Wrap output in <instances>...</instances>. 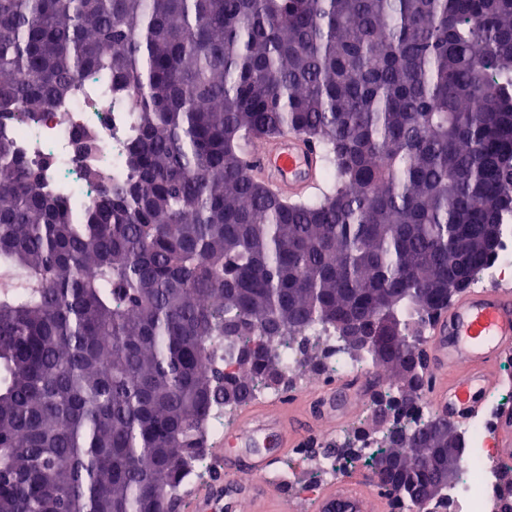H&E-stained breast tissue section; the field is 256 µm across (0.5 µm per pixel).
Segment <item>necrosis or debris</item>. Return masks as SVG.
Returning a JSON list of instances; mask_svg holds the SVG:
<instances>
[{"label": "necrosis or debris", "mask_w": 512, "mask_h": 512, "mask_svg": "<svg viewBox=\"0 0 512 512\" xmlns=\"http://www.w3.org/2000/svg\"><path fill=\"white\" fill-rule=\"evenodd\" d=\"M138 108V100L130 99L122 111H115L110 98L99 91L95 76L88 75L75 84L57 111L33 123L1 125L0 137L11 140L21 155L43 163L46 182L54 192L88 200L96 188L77 158L78 134L96 140L95 162L106 174H125V142ZM462 433L478 450L464 456L468 464L464 485L450 495L447 506H435L434 512H495L499 475L494 465L499 453L489 424H467Z\"/></svg>", "instance_id": "1"}]
</instances>
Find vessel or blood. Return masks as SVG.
Masks as SVG:
<instances>
[{
    "mask_svg": "<svg viewBox=\"0 0 512 512\" xmlns=\"http://www.w3.org/2000/svg\"><path fill=\"white\" fill-rule=\"evenodd\" d=\"M254 176L273 192L295 196L322 188V152L312 139L285 133L254 143L244 140ZM512 351V290L497 287L471 288L451 301L433 319L428 341L427 394L436 413L454 424L479 414L494 388V373L504 354ZM356 389L354 381L316 393L299 391L270 403L245 406L230 435L239 446H251L260 434L275 437L272 451L253 454L246 466L235 457L222 456L224 485L234 495L250 499L254 512H288L285 497L270 493L263 477L278 455L309 443L310 434L327 436ZM504 458H512V410L502 409L495 424ZM381 495L369 482L342 478L326 484L316 512H385Z\"/></svg>",
    "mask_w": 512,
    "mask_h": 512,
    "instance_id": "b4317fda",
    "label": "vessel or blood"
}]
</instances>
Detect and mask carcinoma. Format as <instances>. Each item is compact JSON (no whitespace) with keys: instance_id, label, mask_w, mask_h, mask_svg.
Segmentation results:
<instances>
[{"instance_id":"1","label":"carcinoma","mask_w":512,"mask_h":512,"mask_svg":"<svg viewBox=\"0 0 512 512\" xmlns=\"http://www.w3.org/2000/svg\"><path fill=\"white\" fill-rule=\"evenodd\" d=\"M88 71L140 100L125 177L81 136L96 195L67 205L0 138V512H176L215 413L294 345L396 388L338 469L358 442L397 512L447 501L423 344L512 219V0H0V123ZM288 131L324 192L250 175L242 138Z\"/></svg>"}]
</instances>
